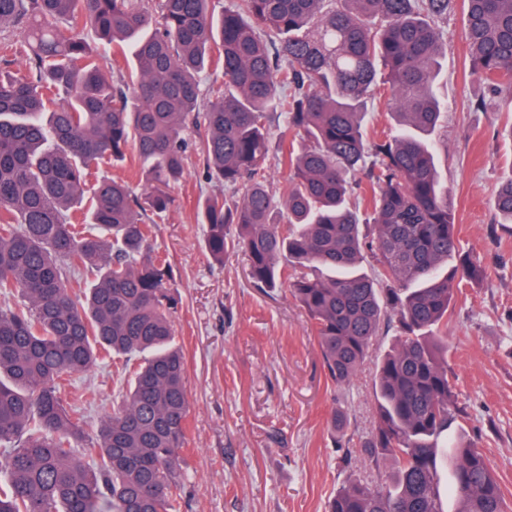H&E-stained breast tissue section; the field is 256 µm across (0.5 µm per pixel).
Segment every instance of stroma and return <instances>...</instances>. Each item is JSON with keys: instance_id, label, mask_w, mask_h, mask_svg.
I'll return each instance as SVG.
<instances>
[{"instance_id": "35a3bbf8", "label": "stroma", "mask_w": 512, "mask_h": 512, "mask_svg": "<svg viewBox=\"0 0 512 512\" xmlns=\"http://www.w3.org/2000/svg\"><path fill=\"white\" fill-rule=\"evenodd\" d=\"M442 28L448 42L435 82L446 123L431 136L451 191L463 250L487 267L486 279L460 289L448 314L460 435L474 440L512 502V224L499 223L493 193L512 177V106L470 107L480 93L469 74L462 11ZM212 189L197 153L172 188L174 203L155 224L179 299L177 342L188 374L187 445L181 512H325L355 479L385 485L387 461L372 462L362 442L373 427V381L360 372L336 386L321 363L312 320L287 286L254 287L243 253L216 263L204 248L197 201ZM126 381L103 363L72 374L67 402L88 424L111 413ZM342 410L341 438L329 425Z\"/></svg>"}]
</instances>
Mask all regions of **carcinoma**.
I'll list each match as a JSON object with an SVG mask.
<instances>
[{
    "label": "carcinoma",
    "mask_w": 512,
    "mask_h": 512,
    "mask_svg": "<svg viewBox=\"0 0 512 512\" xmlns=\"http://www.w3.org/2000/svg\"><path fill=\"white\" fill-rule=\"evenodd\" d=\"M456 0H0V512H177L187 364L172 266L152 224L173 205L186 133L204 132L199 200L217 263L240 250L258 288L277 280L313 321L328 378L373 362L377 424L361 444L398 462L386 489L353 482L327 512H512L484 454L452 435L448 308L486 267L461 251L450 189L420 137ZM473 109L512 101V0H462ZM128 53L108 72L107 52ZM16 70H11V67ZM223 80L201 87L208 71ZM387 100L393 133L367 137ZM276 144H270L271 129ZM275 151L290 178L268 187ZM136 153V195L101 166ZM371 191L369 235L354 190ZM494 208L512 224V177ZM380 264L356 271L363 251ZM451 257L457 264L442 269ZM90 281L85 300L76 289ZM133 368L88 429L66 378L110 359Z\"/></svg>",
    "instance_id": "cac0c4a2"
}]
</instances>
